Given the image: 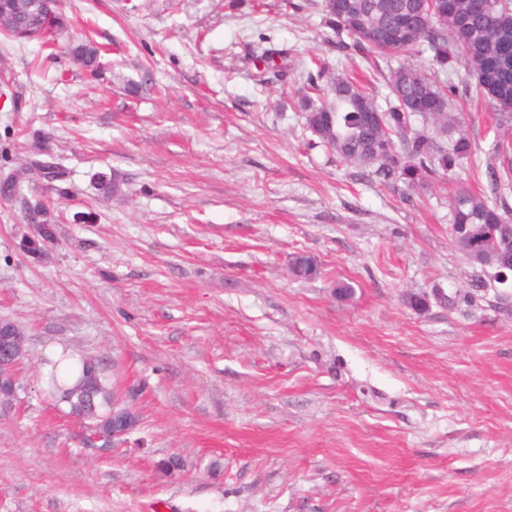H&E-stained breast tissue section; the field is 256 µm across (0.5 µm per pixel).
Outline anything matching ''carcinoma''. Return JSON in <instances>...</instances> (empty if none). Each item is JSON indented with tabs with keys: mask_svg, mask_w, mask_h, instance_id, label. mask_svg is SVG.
Wrapping results in <instances>:
<instances>
[{
	"mask_svg": "<svg viewBox=\"0 0 512 512\" xmlns=\"http://www.w3.org/2000/svg\"><path fill=\"white\" fill-rule=\"evenodd\" d=\"M341 8L326 11L336 44H348L366 58L401 62L388 71L386 107L358 80L338 74L331 78V98L314 104L303 93L300 108L311 134L346 167L367 171L382 183L401 182L411 191H426L441 175H450L471 159L469 140H448V127L460 124L459 114L431 109L452 98L448 70L461 65L471 82L467 88L488 99L497 110L498 126L512 129V0H487L477 12L473 0H448L443 8L431 0H339ZM418 58L427 65L415 63ZM422 121V128L414 122ZM503 157L487 178L493 193L512 189V139L494 144ZM451 242L477 268V287L492 288L512 273V217L506 200L483 192L458 190L450 208ZM314 257L299 254L291 270L311 277ZM50 387L60 393L70 414L102 429L112 413L114 391L96 356L81 360L77 382L66 388L57 379Z\"/></svg>",
	"mask_w": 512,
	"mask_h": 512,
	"instance_id": "carcinoma-1",
	"label": "carcinoma"
}]
</instances>
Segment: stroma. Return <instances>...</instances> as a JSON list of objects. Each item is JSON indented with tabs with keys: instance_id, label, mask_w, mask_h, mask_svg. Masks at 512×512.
<instances>
[{
	"instance_id": "35a3bbf8",
	"label": "stroma",
	"mask_w": 512,
	"mask_h": 512,
	"mask_svg": "<svg viewBox=\"0 0 512 512\" xmlns=\"http://www.w3.org/2000/svg\"><path fill=\"white\" fill-rule=\"evenodd\" d=\"M55 11L47 38L0 35V319L26 334L0 512H512V286L476 289L449 237L451 192L498 163L466 70L473 160L420 196L306 130L308 82L388 93L322 0ZM52 346L137 389L124 441L44 393Z\"/></svg>"
}]
</instances>
